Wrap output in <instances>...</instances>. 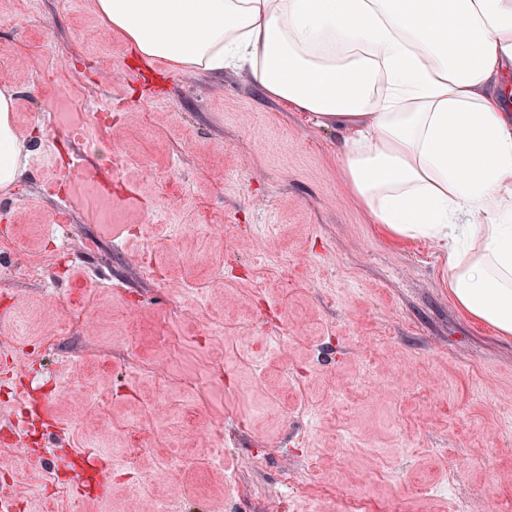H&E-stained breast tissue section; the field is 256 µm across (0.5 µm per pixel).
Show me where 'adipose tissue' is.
Returning a JSON list of instances; mask_svg holds the SVG:
<instances>
[{
	"label": "adipose tissue",
	"mask_w": 512,
	"mask_h": 512,
	"mask_svg": "<svg viewBox=\"0 0 512 512\" xmlns=\"http://www.w3.org/2000/svg\"><path fill=\"white\" fill-rule=\"evenodd\" d=\"M139 60L249 70L343 135L353 198L391 238L448 255L473 319L512 335V0H92ZM0 85V190L24 144Z\"/></svg>",
	"instance_id": "adipose-tissue-1"
}]
</instances>
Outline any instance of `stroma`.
Wrapping results in <instances>:
<instances>
[{"label": "stroma", "instance_id": "35a3bbf8", "mask_svg": "<svg viewBox=\"0 0 512 512\" xmlns=\"http://www.w3.org/2000/svg\"><path fill=\"white\" fill-rule=\"evenodd\" d=\"M0 82L13 512L512 504V337L372 224L335 127L245 70L139 62L91 0H0ZM14 111L13 89L0 85V190L14 185L21 175L24 143L19 140L12 125Z\"/></svg>", "mask_w": 512, "mask_h": 512}]
</instances>
